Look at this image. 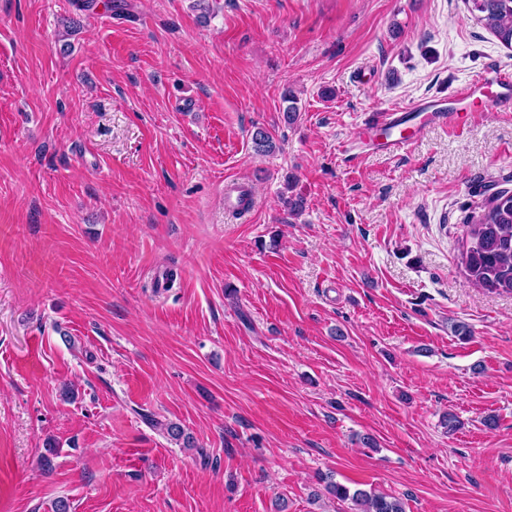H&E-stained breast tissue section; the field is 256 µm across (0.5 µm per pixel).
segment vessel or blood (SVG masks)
<instances>
[{
  "label": "vessel or blood",
  "instance_id": "vessel-or-blood-1",
  "mask_svg": "<svg viewBox=\"0 0 512 512\" xmlns=\"http://www.w3.org/2000/svg\"><path fill=\"white\" fill-rule=\"evenodd\" d=\"M512 110V73L486 69L450 95L422 99L404 111L384 112L363 129L357 147L391 156L400 155L413 144L418 126L434 124L451 129L467 125L475 113ZM418 126H411V119Z\"/></svg>",
  "mask_w": 512,
  "mask_h": 512
}]
</instances>
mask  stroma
I'll use <instances>...</instances> for the list:
<instances>
[{
    "label": "stroma",
    "mask_w": 512,
    "mask_h": 512,
    "mask_svg": "<svg viewBox=\"0 0 512 512\" xmlns=\"http://www.w3.org/2000/svg\"><path fill=\"white\" fill-rule=\"evenodd\" d=\"M491 66L464 0H0V512H512V295L461 264L512 111L345 153ZM249 201V188L238 182H227L224 186V204L228 209H240ZM326 490L339 500H351L358 507V512H405L401 501L385 494L367 492L361 489L350 494L347 487L332 480L327 481Z\"/></svg>",
    "instance_id": "1"
}]
</instances>
